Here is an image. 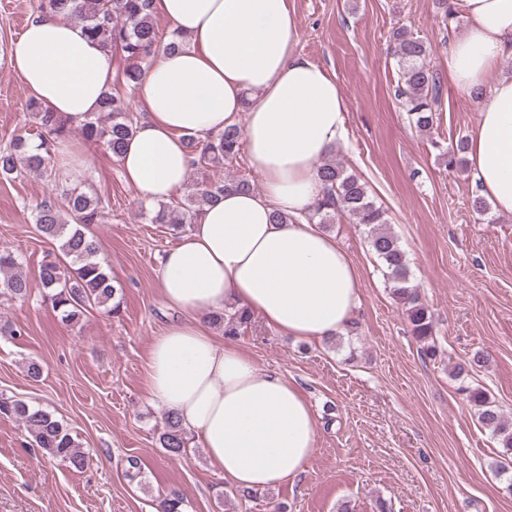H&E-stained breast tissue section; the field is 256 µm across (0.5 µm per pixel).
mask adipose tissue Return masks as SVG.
I'll list each match as a JSON object with an SVG mask.
<instances>
[{
  "instance_id": "obj_1",
  "label": "adipose tissue",
  "mask_w": 512,
  "mask_h": 512,
  "mask_svg": "<svg viewBox=\"0 0 512 512\" xmlns=\"http://www.w3.org/2000/svg\"><path fill=\"white\" fill-rule=\"evenodd\" d=\"M466 32L448 53V82L482 92L467 150L482 196L512 214V0H457ZM185 45L160 51L137 84L144 117L119 163L141 202L168 201L187 179L183 138L243 124L261 192L231 189L205 205L163 258L160 289L184 321L152 342L147 392L194 432L229 485L296 480L317 447L314 411L295 381L260 367L209 326L227 306L298 339L336 335L359 303L349 255L308 222L317 166L347 135V106L328 71L298 50L288 0H153ZM10 62L29 94L74 122L112 86V55L63 13L29 22ZM286 223H278V216Z\"/></svg>"
}]
</instances>
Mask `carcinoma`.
<instances>
[{
    "instance_id": "obj_1",
    "label": "carcinoma",
    "mask_w": 512,
    "mask_h": 512,
    "mask_svg": "<svg viewBox=\"0 0 512 512\" xmlns=\"http://www.w3.org/2000/svg\"><path fill=\"white\" fill-rule=\"evenodd\" d=\"M38 10L41 16L65 13L104 48H120L131 62L125 78L133 85L140 80L158 47L152 0H40ZM390 42L399 71L396 96L411 123L421 131H429L437 122L442 98L440 77L427 62L430 48L404 28L396 29ZM29 110L36 127L35 136H17L8 146L0 148V176L5 179L23 172L39 177L46 175L54 168L56 145L69 136L68 119L34 99L29 101ZM135 129L136 122L125 102L108 90L100 100L98 111L81 126V135L87 141L103 143L118 159ZM187 147L193 155L192 166L221 168L240 153L242 132L233 125L205 142L189 137ZM464 149L462 141L446 148L442 153L446 167H463L464 159L459 153ZM317 173L323 196L309 215L310 220L316 224H333L336 216L344 214L368 228L369 246L383 266L394 297L404 308L412 335L422 342L433 338L432 315L417 289L410 285L405 253L386 228L385 212L370 199L365 183L332 160L320 164ZM228 188L249 190L251 185L244 179L234 178L205 182L181 207L159 203L146 216L152 224H167L173 231L182 233L206 204L223 196ZM64 195L66 213L60 212L53 199L46 198L36 206L34 215L40 234L58 243L57 253L39 268L43 300L66 325L78 322L93 306L116 315L121 305L117 299L119 289L109 270L97 259L99 244L93 232L94 225L104 221L101 201L77 187L65 190ZM18 267L19 259L14 252L1 248V295L15 299L29 296V282L16 273ZM210 320L224 326V335L236 336L252 324L253 314L245 309H231L212 315ZM468 399L478 408L482 426L497 438L505 453L512 454V423L504 418L501 409L479 389L468 391ZM1 415L22 423L31 437V445L48 458L64 462L76 471L89 464L88 455L50 412L20 399L0 396ZM158 440L160 448L172 458L187 452V429L171 410L164 416Z\"/></svg>"
}]
</instances>
